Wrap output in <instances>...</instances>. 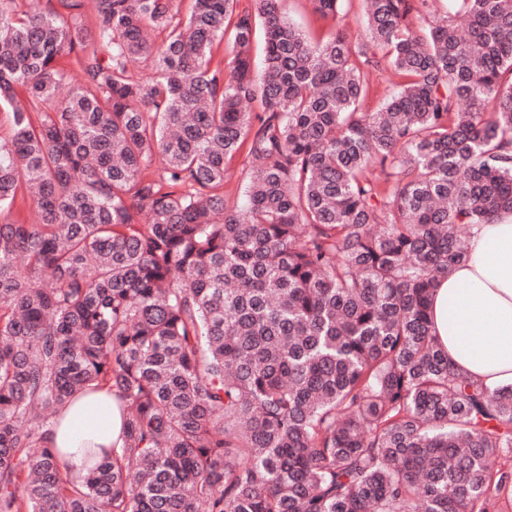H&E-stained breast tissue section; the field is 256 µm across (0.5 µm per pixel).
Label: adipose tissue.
I'll list each match as a JSON object with an SVG mask.
<instances>
[{"instance_id":"ef3b65f1","label":"adipose tissue","mask_w":512,"mask_h":512,"mask_svg":"<svg viewBox=\"0 0 512 512\" xmlns=\"http://www.w3.org/2000/svg\"><path fill=\"white\" fill-rule=\"evenodd\" d=\"M433 328L448 361L487 386H512V214L484 225L470 243L468 260L433 294ZM122 419L104 391L74 399L49 433L71 475L86 474L87 449H111Z\"/></svg>"}]
</instances>
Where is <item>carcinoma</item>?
Returning a JSON list of instances; mask_svg holds the SVG:
<instances>
[{"instance_id":"1","label":"carcinoma","mask_w":512,"mask_h":512,"mask_svg":"<svg viewBox=\"0 0 512 512\" xmlns=\"http://www.w3.org/2000/svg\"><path fill=\"white\" fill-rule=\"evenodd\" d=\"M183 2L0 0V213L38 215L0 223V512H506L512 389L430 297L512 213V0H363L360 37ZM89 389L122 445L76 478L48 430ZM396 87L393 85L392 79L385 71L375 74L370 80V89L366 107L374 110L379 104L389 97ZM1 221H26L28 224H35V207L29 198L18 197L12 211L0 215V222Z\"/></svg>"}]
</instances>
